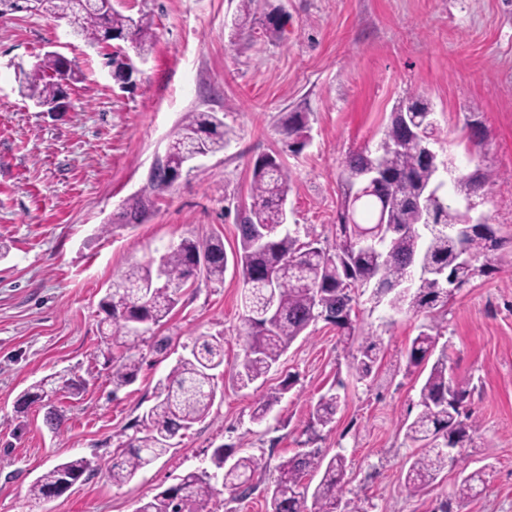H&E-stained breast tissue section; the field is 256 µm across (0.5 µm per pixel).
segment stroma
<instances>
[{
  "mask_svg": "<svg viewBox=\"0 0 512 512\" xmlns=\"http://www.w3.org/2000/svg\"><path fill=\"white\" fill-rule=\"evenodd\" d=\"M238 0H114L126 14L150 13L156 40L145 57L129 43L90 46L66 22L25 11L0 15V512H135L188 472L211 469L212 451L261 458L267 473L281 460L318 448L348 460L343 512H512V0H287L276 41L231 40ZM123 51L137 72L123 89L109 55ZM59 52L83 74L70 107L47 112L19 91V69ZM430 101L439 160L455 158L457 175L497 173L476 215L503 246L486 274L457 290L440 319L448 373L471 381L473 441L422 492L405 472L415 451L405 422L417 411L420 371L404 352L425 316L376 306L357 296L358 334L343 344L334 326L311 325L264 380L239 388L242 277L189 280L158 335L164 353L145 351L132 384L112 388L121 344L100 334V302L112 279L135 262L159 259L183 238L239 243L237 213L250 203L255 160L281 153L292 172L288 227L302 240L336 243L340 175L348 152L373 148L399 100ZM190 112H213L232 129L230 145L184 168L152 193L143 223L119 220L127 201L147 191L150 173ZM308 115V142L285 151L280 118ZM478 121L483 143L467 140ZM224 339V372L209 416L132 480L108 476L119 444L154 402V387L200 335ZM381 345L370 378L352 369L366 337ZM79 377L80 396L58 388L60 431L39 406L18 410L27 388L53 376ZM288 392H281L284 379ZM338 386L344 400L333 424L309 427L318 397ZM278 395L265 422L250 417L255 400ZM95 469L50 501L29 495L44 471L74 457ZM488 467V487L458 499L462 470Z\"/></svg>",
  "mask_w": 512,
  "mask_h": 512,
  "instance_id": "35a3bbf8",
  "label": "stroma"
}]
</instances>
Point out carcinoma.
Instances as JSON below:
<instances>
[{
  "mask_svg": "<svg viewBox=\"0 0 512 512\" xmlns=\"http://www.w3.org/2000/svg\"><path fill=\"white\" fill-rule=\"evenodd\" d=\"M26 11L46 14L66 21L73 34L95 46L111 40L130 42L139 54L149 50L155 39L153 19L148 13L125 15L114 7L83 12L77 0H0V15ZM269 0H239L234 20L235 35L261 34L268 40L279 38L281 23ZM62 61L46 55L38 73L22 83L25 97L42 107H51L63 93L56 74ZM428 104L420 95H409L390 113L385 137L378 146L350 153L344 164L341 202L337 211L336 244L333 249H308L307 243L286 229L283 200L292 180L291 171L278 153L259 157L253 166L249 207L240 212V243L234 262L240 270L243 296L249 310L262 317L243 318L245 345L234 377L245 388L263 378L291 344L318 320L332 323L344 342L356 336L353 318L338 322L332 314L341 309L353 311L355 296L350 280L360 287H373L375 303L387 301L393 311L430 314L448 305V286L439 277L447 272L456 288L469 284L485 268L458 262L460 248L473 258L497 250L502 239L495 234L475 233L463 240L448 236V225H468L471 217L453 204V194L442 192L426 211L415 202L436 187L437 174L426 157L435 126L430 123ZM308 127L304 112H286L281 118L283 143L290 152L303 145ZM230 131L211 112H190L168 144L165 159L173 177H178L188 158L215 154L230 142ZM389 176L385 190L353 198V188L370 166ZM496 177L481 169L459 178L454 194L479 197ZM150 200L141 196L122 212L125 223L140 220ZM387 209L389 225L398 232L382 238L383 253L360 247L368 232L380 231L381 209ZM161 267L154 262L134 263L116 280L100 303L107 325L106 339L122 340L125 354L112 361L115 389L134 382L141 369L137 357L147 335L162 326L179 302V292L190 278L199 275L209 281L224 279L227 255L218 237L184 238L161 256ZM438 324H423L405 349L407 365L431 363L419 390L421 411L406 428V438L418 445L419 452L408 466L405 487L418 493L448 468V447L465 448L472 441L476 424L470 413L471 389L466 382L448 377V358L437 351ZM380 360V347L365 339L352 369L361 380L369 378ZM224 365V340L217 336L198 337L189 356L180 358L165 379L155 386V403L140 420L143 435L132 436L112 459L110 478L114 484L131 480L170 451L172 440L209 415L218 391L214 371ZM278 397L256 403L251 419L264 421ZM338 393L319 397L312 406L311 423L326 427L341 408ZM212 463L222 471V486L231 499L247 498L257 490L254 476L261 468L254 456H242L225 466L224 449L217 448ZM92 468V461L81 457L60 463L41 474L29 488L30 494L46 501L59 495L65 482L78 481ZM347 471V459L337 453L326 458L320 449L296 454L277 466V477L266 488L269 512H338ZM321 474L316 485L306 480ZM485 469L479 468L461 479L462 498L477 494L487 483ZM215 492L211 476L189 472L179 481L140 502L136 512H205Z\"/></svg>",
  "mask_w": 512,
  "mask_h": 512,
  "instance_id": "1",
  "label": "carcinoma"
}]
</instances>
